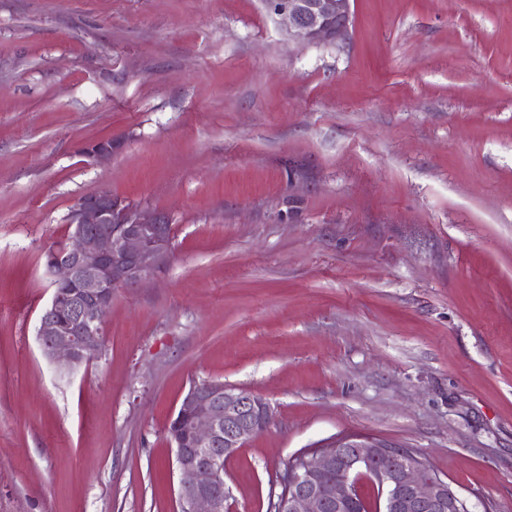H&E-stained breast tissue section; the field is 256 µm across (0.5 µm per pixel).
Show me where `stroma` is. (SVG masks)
Wrapping results in <instances>:
<instances>
[{
  "label": "stroma",
  "instance_id": "stroma-1",
  "mask_svg": "<svg viewBox=\"0 0 512 512\" xmlns=\"http://www.w3.org/2000/svg\"><path fill=\"white\" fill-rule=\"evenodd\" d=\"M352 11L315 46L262 0H0V512H180L166 428L204 380L275 410L228 512L352 433L512 512V0ZM101 190L173 257L67 373L42 253Z\"/></svg>",
  "mask_w": 512,
  "mask_h": 512
}]
</instances>
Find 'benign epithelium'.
<instances>
[{"mask_svg": "<svg viewBox=\"0 0 512 512\" xmlns=\"http://www.w3.org/2000/svg\"><path fill=\"white\" fill-rule=\"evenodd\" d=\"M352 0H264L288 38L304 44L346 39ZM112 139L86 143L92 160L112 157ZM168 219L147 214L103 190L79 199L68 237L43 253L53 292L37 327L41 352L67 371L92 361L103 335L112 289L135 288L172 258ZM275 419L261 395L224 382L195 383L170 419L181 512H226L224 463ZM379 489L378 512H468L467 499L431 466L404 448L345 434L280 475L274 512H348L363 484Z\"/></svg>", "mask_w": 512, "mask_h": 512, "instance_id": "benign-epithelium-1", "label": "benign epithelium"}]
</instances>
